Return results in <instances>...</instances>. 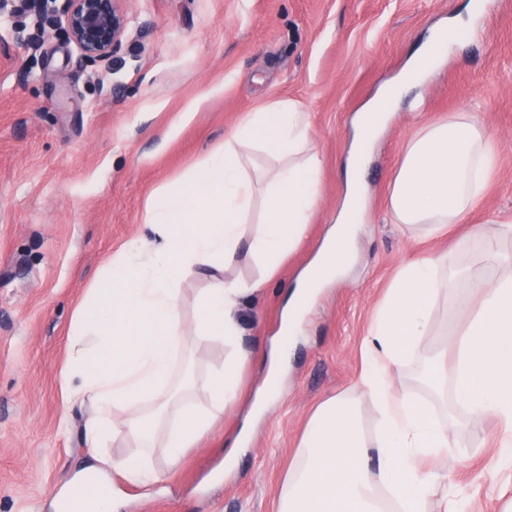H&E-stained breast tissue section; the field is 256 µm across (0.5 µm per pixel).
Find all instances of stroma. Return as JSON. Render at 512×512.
<instances>
[{
    "instance_id": "35a3bbf8",
    "label": "stroma",
    "mask_w": 512,
    "mask_h": 512,
    "mask_svg": "<svg viewBox=\"0 0 512 512\" xmlns=\"http://www.w3.org/2000/svg\"><path fill=\"white\" fill-rule=\"evenodd\" d=\"M467 0H124L128 25L110 60L85 61L56 21L7 16L0 27V512H55L83 466L126 452L89 447L86 405L61 374L77 306L112 255L146 236L145 206L223 142L243 113L294 100L322 159L319 209L278 281L243 309L244 348L278 334L293 284L333 223L352 118L407 64L433 27ZM475 112L498 141L497 175L469 216L512 219V0H492L482 28L408 91L373 146L368 214L349 274L326 288L289 350L281 397L254 424L233 470L224 449L248 403L150 488L106 470L117 512H276L303 430L319 403L363 369L362 339L402 263L462 245L401 233L388 216L390 176L409 138L453 112ZM498 420L458 429L448 463L474 512H501Z\"/></svg>"
}]
</instances>
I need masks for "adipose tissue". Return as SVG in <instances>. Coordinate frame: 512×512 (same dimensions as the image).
Masks as SVG:
<instances>
[{"mask_svg":"<svg viewBox=\"0 0 512 512\" xmlns=\"http://www.w3.org/2000/svg\"><path fill=\"white\" fill-rule=\"evenodd\" d=\"M487 2L468 0L464 16L435 28L403 71L402 84L421 83L450 56L461 33L475 30L485 18ZM396 101L395 89H384L357 118L334 227L288 296L282 336L263 355L266 384L254 391L251 413L265 409L288 339L314 297L340 280L353 261L366 220L369 140ZM245 146L268 156L263 176H252L243 164ZM499 155V144L474 113L454 112L421 126L390 177L393 222L428 238L462 223L483 199ZM321 169L300 103L277 101L246 113L186 175L149 198L144 223L156 242L125 243L87 290L72 323L64 393L91 407L84 422L89 447L118 438L130 442L132 453L111 462L126 481L145 486L159 479L163 465L176 464L186 449L209 438L243 391L253 358L235 346L239 306L278 279L299 246L320 204ZM259 199L264 213L257 221L253 210ZM501 236H512L511 223H501L494 236L483 225L471 226L468 239L480 252L467 266L448 253L399 267L362 341L367 367L355 392L327 397L317 406L277 512H427L438 486L443 512H470L468 497L449 483L447 469L424 466L428 459H451L459 440L426 402L395 391L389 380L394 367L420 354L439 300L466 290L475 302L453 307L462 321L449 333L448 353L431 358L423 380L436 392L453 386L470 416L497 417V471L502 484H512V274L488 275L492 268L512 267V256L497 245ZM243 257L259 265V277H225V268ZM188 279L201 283L191 329L183 317ZM192 337L229 352L210 375L181 383L175 366ZM197 392L203 403L193 401ZM362 397L375 411L369 430L359 415Z\"/></svg>","mask_w":512,"mask_h":512,"instance_id":"adipose-tissue-1","label":"adipose tissue"}]
</instances>
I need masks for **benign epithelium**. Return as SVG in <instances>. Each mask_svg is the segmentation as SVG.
<instances>
[{
    "instance_id": "benign-epithelium-1",
    "label": "benign epithelium",
    "mask_w": 512,
    "mask_h": 512,
    "mask_svg": "<svg viewBox=\"0 0 512 512\" xmlns=\"http://www.w3.org/2000/svg\"><path fill=\"white\" fill-rule=\"evenodd\" d=\"M123 0H63L61 15L69 41L92 61L110 59L127 30Z\"/></svg>"
}]
</instances>
